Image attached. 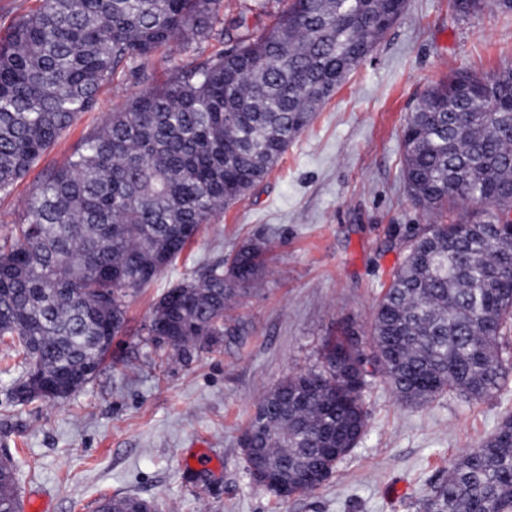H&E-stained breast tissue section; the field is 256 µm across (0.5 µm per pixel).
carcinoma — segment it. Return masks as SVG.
<instances>
[{"instance_id":"carcinoma-1","label":"carcinoma","mask_w":512,"mask_h":512,"mask_svg":"<svg viewBox=\"0 0 512 512\" xmlns=\"http://www.w3.org/2000/svg\"><path fill=\"white\" fill-rule=\"evenodd\" d=\"M405 0H291L275 25L231 26L227 51L131 97L48 173L26 219L0 243V336L24 356L12 399L64 401L96 377L106 336L125 328V298L172 265L245 195L400 18ZM223 0H39L0 39V193H9L125 66L207 40ZM410 197L449 224L408 228L407 255L380 298L372 356L330 344L322 369L284 378L246 431L250 478L276 496L328 481L368 423L366 364L405 402L505 390L512 351V66L455 70L421 96L403 129ZM263 243L170 288L153 340L188 359L223 340L224 312L265 267ZM71 378L54 399L40 382ZM16 471L0 463V512H15ZM144 500L108 499L97 512ZM423 512H512V416L448 467Z\"/></svg>"}]
</instances>
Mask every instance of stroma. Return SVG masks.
<instances>
[{
    "mask_svg": "<svg viewBox=\"0 0 512 512\" xmlns=\"http://www.w3.org/2000/svg\"><path fill=\"white\" fill-rule=\"evenodd\" d=\"M290 0H224L225 18L267 29ZM222 30L205 42L132 62L12 191L0 226L25 218L46 169L66 165L109 113L177 68L229 49ZM512 66V13L464 15L454 0H406L401 19L240 200L202 225L177 262L126 299L127 326L97 377L58 403L16 404L11 340L0 341V457L17 469L20 495L46 512H95L126 495L156 512H420L450 463L512 413V391L480 401L444 395L401 403L371 379L367 431L316 491L289 499L250 479L241 435L263 395L288 375L319 369L326 339L369 336L376 305L405 251L401 228L435 223L401 175V134L428 85L449 71ZM265 241L270 261L230 310L224 338L185 360L147 334L154 304L175 283ZM214 462L195 464L198 448Z\"/></svg>",
    "mask_w": 512,
    "mask_h": 512,
    "instance_id": "stroma-1",
    "label": "stroma"
}]
</instances>
